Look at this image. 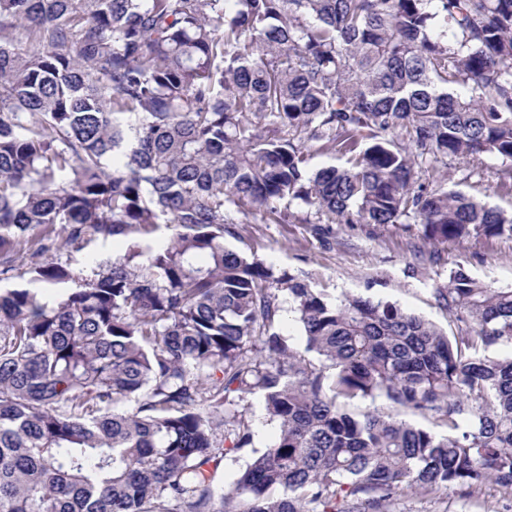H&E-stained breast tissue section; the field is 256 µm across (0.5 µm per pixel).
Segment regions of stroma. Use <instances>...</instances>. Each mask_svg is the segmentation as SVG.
<instances>
[{
	"label": "stroma",
	"instance_id": "1",
	"mask_svg": "<svg viewBox=\"0 0 512 512\" xmlns=\"http://www.w3.org/2000/svg\"><path fill=\"white\" fill-rule=\"evenodd\" d=\"M448 186L512 216V164L485 155L448 167ZM292 224L254 220L226 227V246L257 257L275 273H289L324 290L331 297L356 294L398 303L454 332L457 324L439 306L435 294L448 282L449 272L464 266L473 277L501 288L512 285V236L472 238L462 244L432 246L423 239L419 224H308L306 206L290 204ZM248 416L254 431L251 448L226 454L216 482L229 486L254 453L274 440L278 426L267 414L260 395L249 399ZM512 512L499 500L495 486L487 485L476 498L448 491L429 501L402 498L395 512Z\"/></svg>",
	"mask_w": 512,
	"mask_h": 512
}]
</instances>
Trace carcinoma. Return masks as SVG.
Segmentation results:
<instances>
[{
    "label": "carcinoma",
    "instance_id": "carcinoma-1",
    "mask_svg": "<svg viewBox=\"0 0 512 512\" xmlns=\"http://www.w3.org/2000/svg\"><path fill=\"white\" fill-rule=\"evenodd\" d=\"M310 145L347 159L312 168ZM484 154L512 162V0H0V275L26 283L0 290V512L512 501V354L490 353L512 346V286L451 270L448 335L224 245L285 200L306 224L512 236L437 169ZM115 238L89 275L45 259ZM254 394L276 440L220 491ZM280 297L283 306L281 333L291 345L302 349L304 337L300 325L294 320V314L291 312V302H289L287 294L281 293Z\"/></svg>",
    "mask_w": 512,
    "mask_h": 512
}]
</instances>
